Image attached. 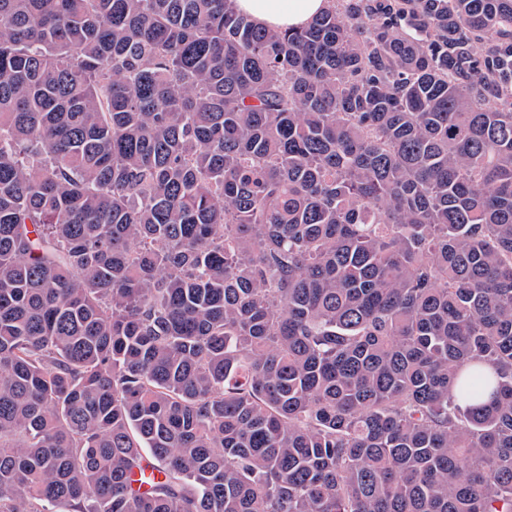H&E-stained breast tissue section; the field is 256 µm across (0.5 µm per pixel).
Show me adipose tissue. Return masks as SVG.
Masks as SVG:
<instances>
[{"label": "adipose tissue", "mask_w": 512, "mask_h": 512, "mask_svg": "<svg viewBox=\"0 0 512 512\" xmlns=\"http://www.w3.org/2000/svg\"><path fill=\"white\" fill-rule=\"evenodd\" d=\"M329 0H236L239 11L258 25L270 28H301L324 12Z\"/></svg>", "instance_id": "ef3b65f1"}]
</instances>
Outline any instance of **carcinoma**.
I'll return each instance as SVG.
<instances>
[{
  "label": "carcinoma",
  "instance_id": "obj_1",
  "mask_svg": "<svg viewBox=\"0 0 512 512\" xmlns=\"http://www.w3.org/2000/svg\"><path fill=\"white\" fill-rule=\"evenodd\" d=\"M0 0V512H512V0ZM329 0H236L239 11L260 26L302 28L324 12Z\"/></svg>",
  "mask_w": 512,
  "mask_h": 512
}]
</instances>
